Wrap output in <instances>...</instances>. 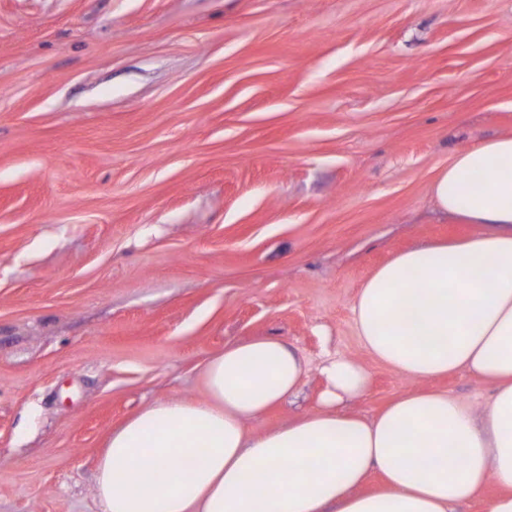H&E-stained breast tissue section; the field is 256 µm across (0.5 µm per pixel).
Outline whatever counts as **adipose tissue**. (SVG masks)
Listing matches in <instances>:
<instances>
[{
  "label": "adipose tissue",
  "mask_w": 512,
  "mask_h": 512,
  "mask_svg": "<svg viewBox=\"0 0 512 512\" xmlns=\"http://www.w3.org/2000/svg\"><path fill=\"white\" fill-rule=\"evenodd\" d=\"M432 200L480 232L375 270L355 299V329L401 376L464 371L488 384L481 413L419 389L374 419L345 414L339 403L369 375L337 357L322 369L321 411L251 437L245 420L292 394L306 365L275 339L229 346L203 368V400L158 401L113 430L97 467L102 512H454L491 475L488 512H512V137L458 152ZM454 449L463 462L448 461ZM374 472L382 488L363 491Z\"/></svg>",
  "instance_id": "adipose-tissue-1"
}]
</instances>
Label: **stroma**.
<instances>
[{
  "mask_svg": "<svg viewBox=\"0 0 512 512\" xmlns=\"http://www.w3.org/2000/svg\"><path fill=\"white\" fill-rule=\"evenodd\" d=\"M512 135V0H0V512H101L112 430L199 400L224 347L307 364L259 435L315 412L446 391L376 362L352 305L395 253L477 227L438 171Z\"/></svg>",
  "mask_w": 512,
  "mask_h": 512,
  "instance_id": "35a3bbf8",
  "label": "stroma"
}]
</instances>
